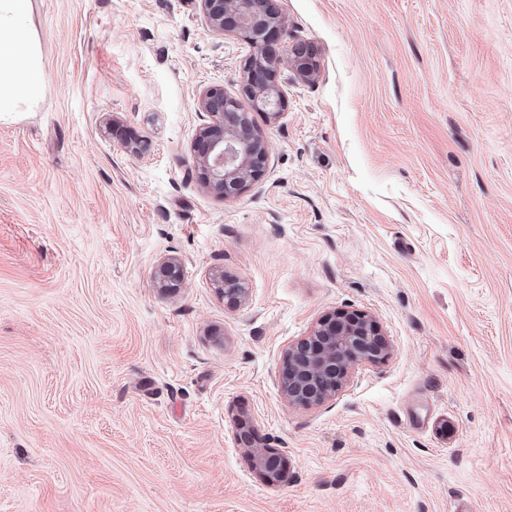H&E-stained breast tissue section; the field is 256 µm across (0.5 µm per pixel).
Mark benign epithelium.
I'll use <instances>...</instances> for the list:
<instances>
[{"instance_id":"7a95c632","label":"benign epithelium","mask_w":512,"mask_h":512,"mask_svg":"<svg viewBox=\"0 0 512 512\" xmlns=\"http://www.w3.org/2000/svg\"><path fill=\"white\" fill-rule=\"evenodd\" d=\"M251 3L253 0H199L212 28L241 37L256 48L254 58L266 62L265 70L258 73L248 63L243 66L242 97L230 96L217 85L206 89L198 100L208 122L200 129L193 164L204 188L224 199L242 195L265 175L268 143L253 127L250 113L264 112L276 120L288 106L279 83L281 59L267 49L270 41L287 34L283 16L274 7L265 12V23L259 24L248 12ZM288 67L306 82L313 80L318 70L312 53L297 46L288 56ZM155 279L166 291L182 287L181 262L163 260ZM387 349L385 337L368 315L336 312L288 348L279 373L282 394L291 405L321 404L343 386L354 366L381 361ZM251 462L260 472L276 473L285 466V456L277 448H264L251 455Z\"/></svg>"}]
</instances>
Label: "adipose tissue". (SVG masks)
Wrapping results in <instances>:
<instances>
[{
	"mask_svg": "<svg viewBox=\"0 0 512 512\" xmlns=\"http://www.w3.org/2000/svg\"><path fill=\"white\" fill-rule=\"evenodd\" d=\"M30 0H0V113L17 112L44 90Z\"/></svg>",
	"mask_w": 512,
	"mask_h": 512,
	"instance_id": "adipose-tissue-1",
	"label": "adipose tissue"
}]
</instances>
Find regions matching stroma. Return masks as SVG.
Masks as SVG:
<instances>
[{
	"label": "stroma",
	"mask_w": 512,
	"mask_h": 512,
	"mask_svg": "<svg viewBox=\"0 0 512 512\" xmlns=\"http://www.w3.org/2000/svg\"><path fill=\"white\" fill-rule=\"evenodd\" d=\"M278 3V56L318 73L282 68L265 176L224 200L198 99L239 96L254 47L198 0H31L45 88L0 116V512H512V0ZM339 310L386 357L289 405L288 346ZM288 67L303 81H311L317 74V62L305 47L295 46L288 56ZM155 279L159 288L166 291L182 288L184 283V269L181 262L174 258L163 260L156 269ZM251 458L252 466L260 472L276 473L285 467V456L278 448H263Z\"/></svg>",
	"instance_id": "1"
}]
</instances>
